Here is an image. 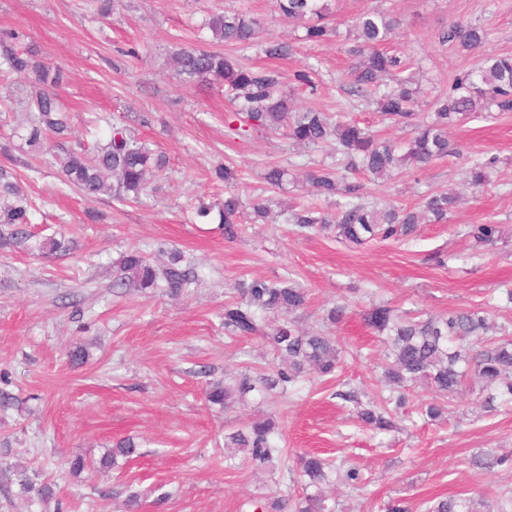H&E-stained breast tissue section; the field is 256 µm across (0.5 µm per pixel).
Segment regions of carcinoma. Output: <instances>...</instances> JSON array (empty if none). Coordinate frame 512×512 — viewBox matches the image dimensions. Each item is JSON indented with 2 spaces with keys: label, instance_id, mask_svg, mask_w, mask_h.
Here are the masks:
<instances>
[{
  "label": "carcinoma",
  "instance_id": "obj_1",
  "mask_svg": "<svg viewBox=\"0 0 512 512\" xmlns=\"http://www.w3.org/2000/svg\"><path fill=\"white\" fill-rule=\"evenodd\" d=\"M278 15L290 23H299L306 30V39L319 41L330 32L325 24L329 18L326 0H276ZM400 21L390 13L367 11L358 15L354 27L357 44L349 54L357 59L353 65L350 93L375 105L376 111L395 125L408 129V137L399 145L385 141L368 127L356 121H342L328 112L308 109L291 111L288 96L280 90L279 75L270 69H254L236 58L203 48H181L175 52L174 63L182 81L222 83L225 92L236 102L235 111L224 119L228 128L238 135L249 132L274 131L284 128L288 139L304 145L318 146L333 142L336 153L345 161V168L360 171L374 178L391 177L404 166H425L434 160L454 157L457 144L448 139V127L472 113L489 107L499 112H512V56L484 54L476 66L454 76L448 94L433 101L430 119H419L414 106L419 88L412 79L401 76L407 63L398 55L382 48L399 27ZM260 21L243 13H215L208 22L213 38L242 50L259 48L269 58L288 52L278 41L258 40ZM443 43L463 50L483 47L487 39L480 26L451 22L439 33ZM22 34L15 30L0 32L4 44L0 52V72L15 73L24 79L23 106L30 112L29 125L20 139L29 147H39L46 135L64 137L70 131V115L61 105L54 86L61 73H50L49 67L33 60L17 49ZM386 75L393 84L382 83ZM238 126H233L234 122ZM168 160L151 149L124 127L106 123L104 142L93 152L82 145L68 147L60 159L64 180L87 195L102 191L112 193L119 202L137 198L145 188L147 177L166 170ZM493 160L478 161L469 170L468 180L474 187L487 181L486 169ZM215 177L224 181V202L200 204L195 212L202 221L218 220L224 226V237L233 239L238 233L237 219L243 208L239 191L229 188L234 180L227 167L215 169ZM307 181L316 195L336 199V209L314 211L303 208L285 213V221L302 231L336 232V238L351 246L361 247L372 241L406 240L420 224H445L456 205V198L446 192L426 195L417 207L372 206L363 201V185L352 181L330 167L311 171ZM254 224H266L271 209L266 200L251 203ZM33 202L13 174L0 168V224L12 227L0 238L3 245L17 240L25 243L26 227L32 223ZM466 237L474 246H493L500 238L498 224H470ZM47 255L69 250L65 237L47 236L37 243ZM196 273L181 265V256L172 253L163 266H156L140 249L121 256L115 265L114 288L147 290L166 288L181 294L195 283ZM238 297L224 303V329L238 338H261L276 352L279 363L272 375L253 376L242 373L234 383L214 382L206 390V399L224 409L230 402L260 389L281 393L293 392L300 378L314 372L320 376L335 375L344 359L336 337L322 330L305 332L295 321L283 319L270 326L278 314L293 313L306 308L309 291L290 278H247L235 283ZM364 324L385 335L384 388L388 396L378 401L362 399L355 387L336 391V397L353 405L358 421L372 430L394 428L392 410L402 408L410 389L418 384L430 386L439 398L420 407L432 420L439 419L448 397L459 393L474 374L493 391L490 399L501 396L512 403V339L487 337L488 317L478 310L457 309L443 318L398 314L390 306L373 303L361 314ZM274 415H266L244 423L243 427L224 436V447L236 448L245 454L254 469L274 472L282 465L285 449L275 438ZM136 448L121 440L112 454L100 462V468L115 465L117 458L134 454ZM298 476L302 482L303 503L295 504V512H336L327 503L322 486L330 483V473L346 484L356 486L363 481L355 466L334 465L327 459L307 453L299 458ZM19 494H35L42 502L56 501L55 512H62V503L50 483L35 484L26 470L16 471ZM424 512H495L494 503L485 495L479 498L431 499L423 503Z\"/></svg>",
  "mask_w": 512,
  "mask_h": 512
}]
</instances>
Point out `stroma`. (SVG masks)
<instances>
[{
	"instance_id": "obj_1",
	"label": "stroma",
	"mask_w": 512,
	"mask_h": 512,
	"mask_svg": "<svg viewBox=\"0 0 512 512\" xmlns=\"http://www.w3.org/2000/svg\"><path fill=\"white\" fill-rule=\"evenodd\" d=\"M332 34L304 41L303 28L284 23L274 0H120L98 13L95 0H0V31L19 30L34 60L60 68L59 94L71 111L64 145L94 148L101 130L94 117L132 125L139 138L168 159L138 200L89 198L64 183L54 153L19 154L15 136L26 123L18 99L21 82L0 74V167L11 171L42 215L36 235L60 232L73 249L38 256L0 247V512H54L38 498L19 496L15 468L36 483L61 487L67 512H124L139 494L140 512H252L250 500L299 496L288 473H253L243 455L224 457V436L261 413L277 414L288 458L314 452L360 469V487L336 485L345 512H382L395 497L422 512L434 497H502L512 512V465L474 466L475 456L512 454V405L483 407L484 394L464 391L442 418L421 419L416 409L433 393L416 388L395 417L396 428L374 432L336 398L340 382L374 396L381 386L385 347L361 312L383 301L397 312L444 316L476 308L497 323H512V112L485 110L449 127L460 154L408 166L390 180L364 178L365 199L414 206L431 192L452 190L460 201L447 223L419 225L413 238L354 248L333 234H300L285 210L309 204L328 209L311 193L307 174L336 162L331 145L299 147L284 132L230 134L232 106L220 84L182 83L172 51L200 47L237 57L249 66H272L296 108L341 113L371 126L385 139L404 137L373 106L349 92L355 18L366 10L391 11L401 24L388 50L406 58L422 89L417 110L449 89L477 56L443 45L452 21L484 26V53L512 55V0H328ZM244 10L260 20L263 36L289 45L287 58L267 61L216 41L205 28L209 13ZM319 70L316 91L294 80L306 66ZM154 116L136 125L137 113ZM492 160L489 182L466 181L473 160ZM234 170L243 202L269 200L274 220L242 219L238 236L225 239L217 224L195 220L198 203H220L224 185L217 165ZM287 168L282 187L262 178L267 166ZM503 225L496 246L471 247L470 224ZM141 249L156 261L178 251L198 275L178 296L163 288L143 294L113 289V264ZM290 275L307 288L303 328L329 329L345 352L338 379L308 375L296 392L248 398L221 410L204 399L210 382L272 372L276 354L263 341L226 335L224 303L241 274ZM348 302L344 321L327 326L326 311ZM84 349L86 359L70 360ZM132 438L137 452L118 468L97 469L118 440ZM82 457L90 469L72 475L67 461Z\"/></svg>"
}]
</instances>
